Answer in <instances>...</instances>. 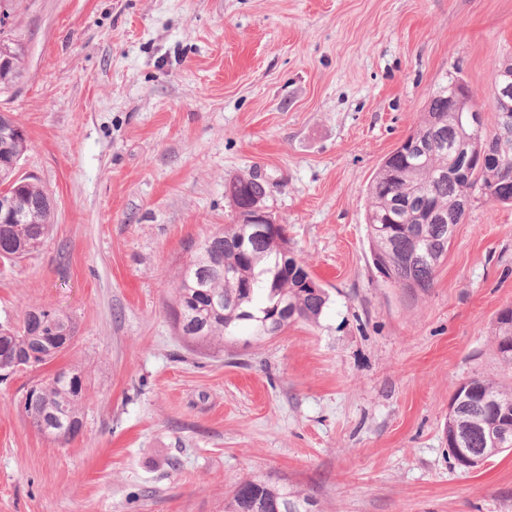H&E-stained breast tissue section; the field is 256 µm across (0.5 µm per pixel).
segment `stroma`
<instances>
[{"instance_id":"stroma-1","label":"stroma","mask_w":512,"mask_h":512,"mask_svg":"<svg viewBox=\"0 0 512 512\" xmlns=\"http://www.w3.org/2000/svg\"><path fill=\"white\" fill-rule=\"evenodd\" d=\"M22 75L0 93L31 142L18 173L52 205L41 247L0 259V325L73 318L53 361L0 380V512H224L244 479L311 512H512V450L459 467L448 403L512 385V206L474 196L432 288L374 266L366 187L454 79L492 114L512 0H0ZM260 175L290 247L329 294L223 349L169 307L191 246L234 223ZM85 373L66 443L23 412L34 383ZM500 313L497 317V321H496L497 325H496V331H495L497 350H498L499 357L502 360V362L511 366L512 365V353L510 351H506L502 348L501 339L504 336H512V319L510 320V318H512V308L509 307V308L503 310V313L501 314L502 319L510 320V325H508L509 322H506L500 318Z\"/></svg>"}]
</instances>
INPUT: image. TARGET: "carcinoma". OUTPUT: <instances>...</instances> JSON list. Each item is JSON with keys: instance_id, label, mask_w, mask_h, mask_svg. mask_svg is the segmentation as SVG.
<instances>
[{"instance_id": "carcinoma-1", "label": "carcinoma", "mask_w": 512, "mask_h": 512, "mask_svg": "<svg viewBox=\"0 0 512 512\" xmlns=\"http://www.w3.org/2000/svg\"><path fill=\"white\" fill-rule=\"evenodd\" d=\"M8 62L0 66V92L12 88L21 76L23 49L9 47ZM466 95L477 104L469 86L459 80L442 87L427 101L418 127L380 163L367 186L366 227L371 256H383L396 275L394 285L405 280L426 291L433 287L437 270L448 252L453 231L448 217L460 223L465 211L460 204L480 192L490 202L512 205V155L499 167H478L470 177L455 173V149L483 147L484 129L467 123V112L457 101ZM0 151V188L21 203L19 216H0V258L21 251L28 255L49 233L51 206L47 193L27 177L17 175L28 151L27 137L5 141ZM237 222L194 246L180 272L179 286L170 306L178 336L196 345L224 342L236 337L243 326L257 339L274 336L301 320L317 322L328 302L325 289L310 288L312 274L298 258L269 248L250 236L252 206L266 197L264 183L254 177L239 178L227 186ZM76 327L67 316L45 310L42 329L0 328V373L14 374L53 360L54 340L74 337ZM512 335V324L497 319L495 338L502 362L512 365V353L501 339ZM76 367L61 369L37 384L38 398L24 402V413L41 433L55 440L77 435L83 426L85 389ZM474 390L496 403L501 417L512 415V388L492 380L470 379ZM308 500L284 485L243 480L235 487L227 512H307Z\"/></svg>"}]
</instances>
